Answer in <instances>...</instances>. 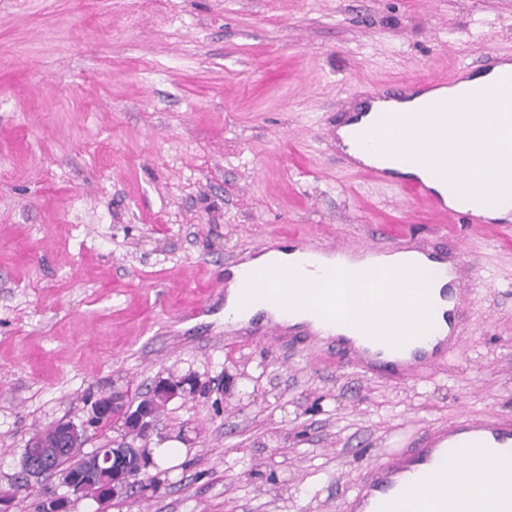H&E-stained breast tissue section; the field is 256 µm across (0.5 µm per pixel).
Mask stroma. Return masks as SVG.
Returning a JSON list of instances; mask_svg holds the SVG:
<instances>
[{
	"label": "stroma",
	"instance_id": "35a3bbf8",
	"mask_svg": "<svg viewBox=\"0 0 512 512\" xmlns=\"http://www.w3.org/2000/svg\"><path fill=\"white\" fill-rule=\"evenodd\" d=\"M512 56V0H0V491L35 428L86 399L172 400L145 448L170 466L68 512H344L398 440L512 415V225L446 221L346 169L336 119L374 89ZM464 248L460 352L405 385L321 344L224 329L228 260L378 227ZM189 386V388L186 387ZM154 390L157 397L163 401H170L177 397H186L187 395H194L198 390L196 381L185 378L182 380L161 379L156 382Z\"/></svg>",
	"mask_w": 512,
	"mask_h": 512
}]
</instances>
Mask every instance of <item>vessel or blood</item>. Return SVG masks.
<instances>
[{
    "mask_svg": "<svg viewBox=\"0 0 512 512\" xmlns=\"http://www.w3.org/2000/svg\"><path fill=\"white\" fill-rule=\"evenodd\" d=\"M498 95H490L483 85H472L468 99L472 105V127L486 126L494 119L512 125V113L502 112L499 98L512 95V74L498 84ZM422 87L414 82L402 81L379 88L377 99L401 101L417 95ZM382 121L396 126L400 131L403 149L414 155L438 153L441 161L453 160L450 144L439 130L422 124L407 123L404 118L385 113ZM469 169L478 171L477 187L485 193L494 192L503 175L512 176V152L496 148H483L468 162ZM407 190L417 198L428 200L431 205L448 216H460L465 223L481 224L485 218L474 211H458L446 204L442 196L421 179L409 180ZM411 231L391 234L380 231L377 242L366 246L351 243L338 244L301 243L299 250L315 265L323 259L349 257L358 254L381 261L400 250L401 243L414 239ZM418 253L432 263L448 268V283L442 296L448 302L433 334L425 341L399 346L383 337L343 333L332 335L329 346L333 352L361 372L384 374L405 381L421 371L444 360L448 352L458 350L466 330L465 320L458 302L466 293L464 274L472 268L462 250L428 249L418 246ZM512 461V416L494 414L483 419H461L445 429H430L410 444L385 453L380 462L368 468L359 486L346 502V512H399V494L408 483L425 484L431 471L438 465L450 462L456 465L464 481L490 482L495 462Z\"/></svg>",
    "mask_w": 512,
    "mask_h": 512,
    "instance_id": "b4317fda",
    "label": "vessel or blood"
}]
</instances>
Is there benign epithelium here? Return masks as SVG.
Instances as JSON below:
<instances>
[{"mask_svg": "<svg viewBox=\"0 0 512 512\" xmlns=\"http://www.w3.org/2000/svg\"><path fill=\"white\" fill-rule=\"evenodd\" d=\"M154 390L157 397L163 401H170L177 397L193 395L198 390L196 381L185 378L182 380L161 379L156 382ZM103 416L120 417L123 420L124 433L128 435H142L149 433L155 426V415L135 404V399L122 393H112V398L105 406L94 405L89 410L87 420L77 425L68 420L59 424L60 444L70 445L78 440L86 444L90 437V430L96 427L97 420ZM32 450L26 458V467L31 478H51L57 475L54 468L49 467L37 448L41 447L38 438H33L30 444ZM95 465L102 471L112 473V492L105 494L102 500H118L130 495L129 485L139 478L150 466V459L142 448H134L125 444V440L112 441V451L106 453L99 451L94 458Z\"/></svg>", "mask_w": 512, "mask_h": 512, "instance_id": "1", "label": "benign epithelium"}]
</instances>
